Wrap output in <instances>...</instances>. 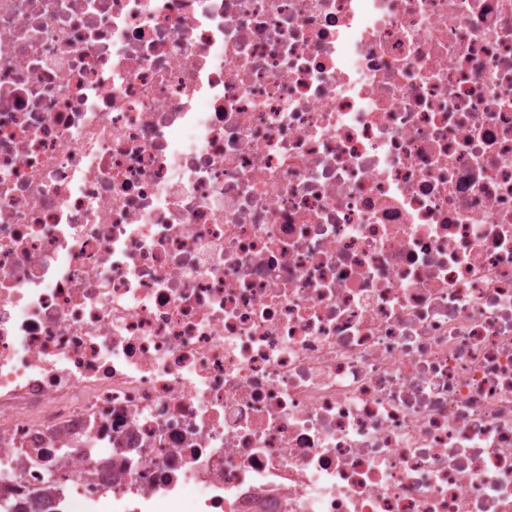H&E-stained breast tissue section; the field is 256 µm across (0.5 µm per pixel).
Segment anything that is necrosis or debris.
Masks as SVG:
<instances>
[{
    "instance_id": "4bbe7bcc",
    "label": "necrosis or debris",
    "mask_w": 512,
    "mask_h": 512,
    "mask_svg": "<svg viewBox=\"0 0 512 512\" xmlns=\"http://www.w3.org/2000/svg\"><path fill=\"white\" fill-rule=\"evenodd\" d=\"M0 465L512 512V0H0Z\"/></svg>"
}]
</instances>
